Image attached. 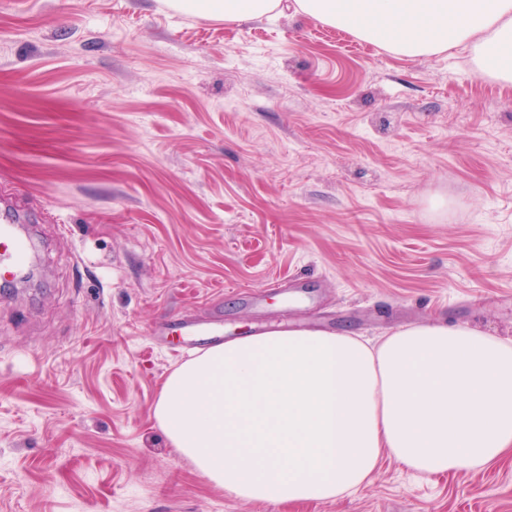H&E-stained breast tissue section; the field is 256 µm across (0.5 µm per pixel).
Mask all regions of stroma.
<instances>
[{
    "instance_id": "obj_1",
    "label": "stroma",
    "mask_w": 512,
    "mask_h": 512,
    "mask_svg": "<svg viewBox=\"0 0 512 512\" xmlns=\"http://www.w3.org/2000/svg\"><path fill=\"white\" fill-rule=\"evenodd\" d=\"M507 89L468 53H355L290 9L0 0V194L44 280L0 293V512H512V454L384 459L341 498L261 503L154 419L186 362L164 314L228 339L445 321L512 341ZM166 6L178 13H192L208 19L244 23L282 12V0H166Z\"/></svg>"
}]
</instances>
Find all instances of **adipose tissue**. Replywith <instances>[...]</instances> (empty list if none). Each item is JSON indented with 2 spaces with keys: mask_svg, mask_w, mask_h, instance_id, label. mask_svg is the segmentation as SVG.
I'll use <instances>...</instances> for the list:
<instances>
[{
  "mask_svg": "<svg viewBox=\"0 0 512 512\" xmlns=\"http://www.w3.org/2000/svg\"><path fill=\"white\" fill-rule=\"evenodd\" d=\"M244 23L282 0H165ZM295 12L404 57L469 50L512 81V0H292ZM154 417L210 482L248 500H328L389 456L424 474L512 450V343L442 323L371 346L355 336L274 332L225 342L164 382Z\"/></svg>",
  "mask_w": 512,
  "mask_h": 512,
  "instance_id": "1",
  "label": "adipose tissue"
}]
</instances>
